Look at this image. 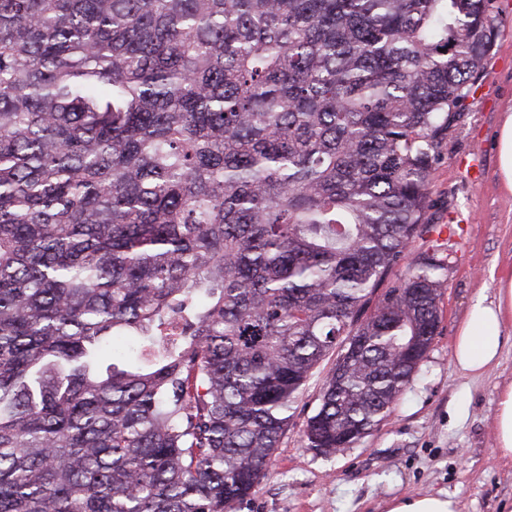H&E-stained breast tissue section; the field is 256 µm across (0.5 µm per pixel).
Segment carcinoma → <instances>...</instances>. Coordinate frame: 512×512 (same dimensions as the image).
Returning <instances> with one entry per match:
<instances>
[{
  "instance_id": "obj_1",
  "label": "carcinoma",
  "mask_w": 512,
  "mask_h": 512,
  "mask_svg": "<svg viewBox=\"0 0 512 512\" xmlns=\"http://www.w3.org/2000/svg\"><path fill=\"white\" fill-rule=\"evenodd\" d=\"M498 30L493 0H0V512H234L333 351L307 447L380 425Z\"/></svg>"
}]
</instances>
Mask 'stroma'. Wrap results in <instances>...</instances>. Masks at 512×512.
Instances as JSON below:
<instances>
[{
  "instance_id": "obj_1",
  "label": "stroma",
  "mask_w": 512,
  "mask_h": 512,
  "mask_svg": "<svg viewBox=\"0 0 512 512\" xmlns=\"http://www.w3.org/2000/svg\"><path fill=\"white\" fill-rule=\"evenodd\" d=\"M495 11L499 35L429 186L426 221L453 244L429 352L388 417L336 455L308 448L304 436L331 366L323 361L293 405L266 477L235 512H387L393 500L440 492L461 512H512V462L497 452L495 426L499 393L512 383V333L483 375H463L452 360L470 305L494 298L512 270V194L502 190L497 169L498 130L512 105V0H495ZM451 224L450 237L443 229Z\"/></svg>"
}]
</instances>
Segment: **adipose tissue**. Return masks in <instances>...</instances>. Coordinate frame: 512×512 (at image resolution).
<instances>
[{
  "label": "adipose tissue",
  "instance_id": "adipose-tissue-1",
  "mask_svg": "<svg viewBox=\"0 0 512 512\" xmlns=\"http://www.w3.org/2000/svg\"><path fill=\"white\" fill-rule=\"evenodd\" d=\"M512 322V276L502 279L495 300L476 298L462 323L452 351L461 373L478 376L491 369L502 350V336Z\"/></svg>",
  "mask_w": 512,
  "mask_h": 512
}]
</instances>
